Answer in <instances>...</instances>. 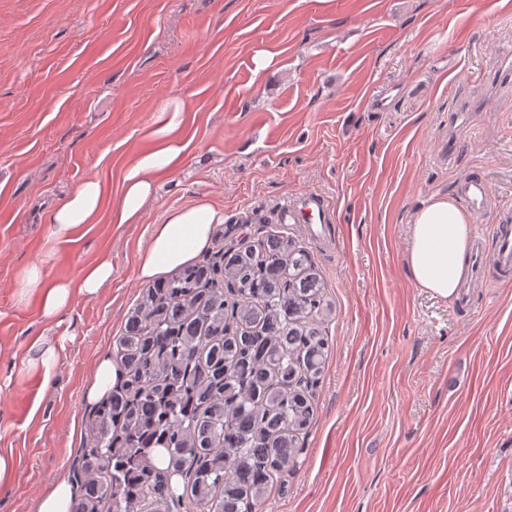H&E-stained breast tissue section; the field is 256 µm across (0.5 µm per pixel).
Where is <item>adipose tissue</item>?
Listing matches in <instances>:
<instances>
[{
    "label": "adipose tissue",
    "mask_w": 512,
    "mask_h": 512,
    "mask_svg": "<svg viewBox=\"0 0 512 512\" xmlns=\"http://www.w3.org/2000/svg\"><path fill=\"white\" fill-rule=\"evenodd\" d=\"M183 113L182 106H174L163 112L158 125L150 130L155 146L127 167L121 194L112 205L114 223H140L159 180L182 163L185 147L177 132L183 123ZM101 197L99 181L85 179L52 211L54 239L71 242L80 225L93 222ZM223 221V208L209 201L167 213L138 254L140 282L156 283L194 263L209 248L215 225ZM410 222L408 263L417 285L435 296L454 299L467 269L466 254L472 232L469 216L453 198L442 196L430 198L414 210ZM111 280L112 260L104 255L86 263L78 277L71 280H49L41 266L31 265L16 280L15 290L19 299L36 297L43 318L59 321L75 297L97 296Z\"/></svg>",
    "instance_id": "obj_1"
}]
</instances>
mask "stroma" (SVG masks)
<instances>
[{"label": "stroma", "mask_w": 512, "mask_h": 512, "mask_svg": "<svg viewBox=\"0 0 512 512\" xmlns=\"http://www.w3.org/2000/svg\"><path fill=\"white\" fill-rule=\"evenodd\" d=\"M271 55L257 69L258 54ZM512 0H0V512H37L70 477L97 358L144 289L136 260L167 212L208 200L237 237L305 243L336 307L316 416L288 492L263 512H512V281L467 308L419 288L409 218L480 175L512 220ZM185 108L181 165L138 224L109 219L165 102ZM97 178L102 209L53 245L51 209ZM314 190L324 239L275 206ZM112 281L62 325L13 284L28 264ZM64 343L50 382L17 367Z\"/></svg>", "instance_id": "1"}]
</instances>
